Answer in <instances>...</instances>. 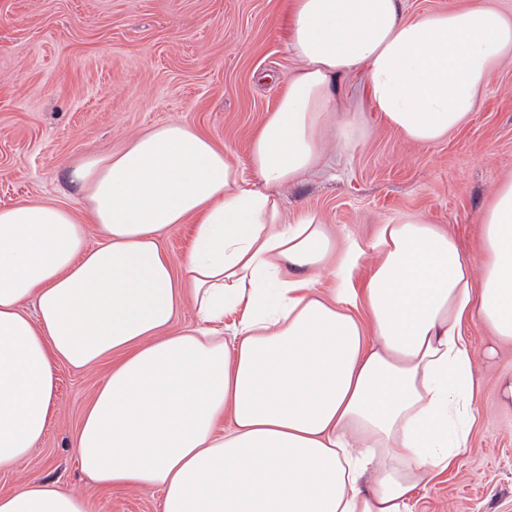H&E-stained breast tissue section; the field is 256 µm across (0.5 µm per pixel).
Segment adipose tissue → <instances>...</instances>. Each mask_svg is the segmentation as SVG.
Segmentation results:
<instances>
[{
    "mask_svg": "<svg viewBox=\"0 0 512 512\" xmlns=\"http://www.w3.org/2000/svg\"><path fill=\"white\" fill-rule=\"evenodd\" d=\"M287 27L297 66L246 164L173 121L72 168L86 217L42 200L0 208V468L42 438L57 365L105 361L77 460L99 491L160 490L162 512H408L465 450L464 328L512 343V180L479 215L473 259L420 214L381 225L367 249L339 240L316 213L288 217L281 191L325 168L326 142L344 153L367 137L359 113L335 109L356 70L372 108L419 147L466 124L512 57V15L492 0L413 18L401 0H293ZM186 222L176 269L160 236ZM188 305L198 324L177 327ZM0 512L89 502L30 482L0 493Z\"/></svg>",
    "mask_w": 512,
    "mask_h": 512,
    "instance_id": "obj_1",
    "label": "adipose tissue"
}]
</instances>
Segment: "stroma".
<instances>
[{
    "label": "stroma",
    "instance_id": "35a3bbf8",
    "mask_svg": "<svg viewBox=\"0 0 512 512\" xmlns=\"http://www.w3.org/2000/svg\"><path fill=\"white\" fill-rule=\"evenodd\" d=\"M289 0H0V206L37 198L83 208L68 171L182 120L245 163L250 137L296 63L286 49ZM512 176V64L492 73L471 121L424 149L378 118L350 153L283 190L289 216L318 213L368 245L380 225L427 214L474 254L478 216ZM477 420L455 461L416 492L410 512H512V345L480 323ZM107 365L58 366L56 408L36 447L0 469V493L32 480L89 496L91 512H160L155 489L94 491L74 437Z\"/></svg>",
    "mask_w": 512,
    "mask_h": 512
}]
</instances>
